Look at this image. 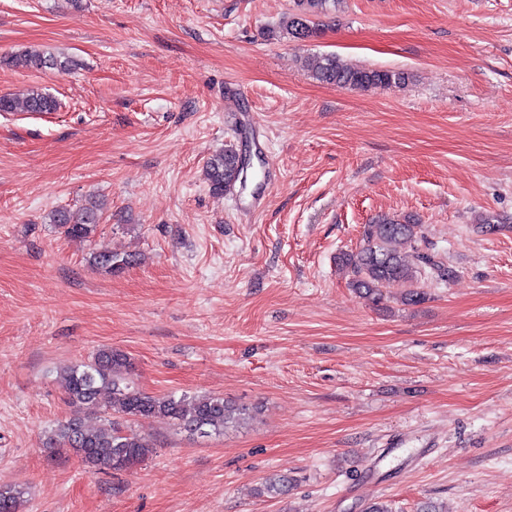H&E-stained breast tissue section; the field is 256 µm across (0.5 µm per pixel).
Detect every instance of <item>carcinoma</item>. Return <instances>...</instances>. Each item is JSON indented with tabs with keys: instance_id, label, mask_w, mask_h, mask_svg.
Listing matches in <instances>:
<instances>
[{
	"instance_id": "cac0c4a2",
	"label": "carcinoma",
	"mask_w": 512,
	"mask_h": 512,
	"mask_svg": "<svg viewBox=\"0 0 512 512\" xmlns=\"http://www.w3.org/2000/svg\"><path fill=\"white\" fill-rule=\"evenodd\" d=\"M343 0H295V10L288 13L280 26V34L301 41L314 40L324 32L322 18L336 12ZM0 65L65 73L78 66L69 57L55 55L40 48L27 47L1 57ZM305 67L321 82L340 88L370 89L401 84L408 75L400 71L345 67L334 56H310ZM57 100L39 88H29L23 95H0V112H54ZM238 151L229 145L213 154L206 162L204 177L210 191L217 195L231 192L239 181ZM104 207L90 201L76 211L67 209L51 213L50 223L57 226L65 237L79 242L94 243L97 226ZM422 238V225L410 219L382 218L366 224L362 232V245L336 256L341 270L350 273V287L358 294L379 302L382 288L390 282H403L409 290L404 303H421L426 294L420 285L422 268L429 267L439 276L452 275L430 256L399 249L405 243ZM137 262L133 254L118 256L106 247H93L89 264L108 275H118ZM133 367L128 355L121 349L103 347L88 363L66 367L61 382L66 401L77 408V413L59 422L50 430L43 442L46 449L69 448L91 469L102 468L121 471L149 458L153 449L135 435L124 431L123 423L142 417L160 416L173 426L200 436L220 435L249 418L244 409L234 408L216 395L180 396L170 393L151 395L131 380ZM105 409L112 413V427H90L80 412ZM23 490L0 487V512H19Z\"/></svg>"
}]
</instances>
